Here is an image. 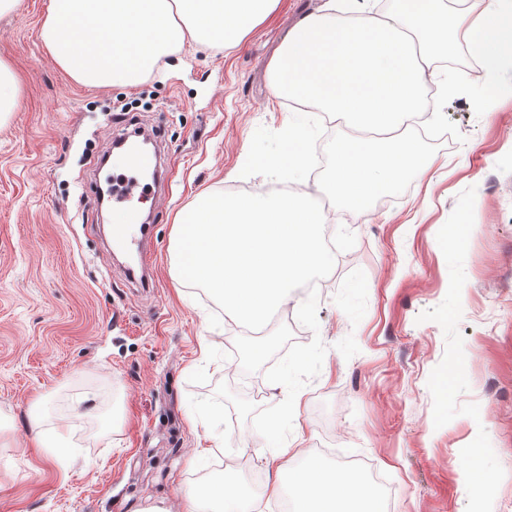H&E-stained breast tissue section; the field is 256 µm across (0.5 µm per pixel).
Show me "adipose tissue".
<instances>
[{"instance_id":"obj_1","label":"adipose tissue","mask_w":512,"mask_h":512,"mask_svg":"<svg viewBox=\"0 0 512 512\" xmlns=\"http://www.w3.org/2000/svg\"><path fill=\"white\" fill-rule=\"evenodd\" d=\"M464 52L492 78L512 57V0H395L379 13L366 0H324L303 15L268 64L273 94L303 107L345 117L350 135L334 147L324 190L346 208L365 212L407 174H427L432 160L399 130L421 110L428 76L453 88L450 71H431L433 59ZM289 449L266 459L269 471L288 472L294 512H381L374 487L354 470L290 466ZM182 512H242L232 482L181 490Z\"/></svg>"}]
</instances>
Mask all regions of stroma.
Returning a JSON list of instances; mask_svg holds the SVG:
<instances>
[{"label":"stroma","mask_w":512,"mask_h":512,"mask_svg":"<svg viewBox=\"0 0 512 512\" xmlns=\"http://www.w3.org/2000/svg\"><path fill=\"white\" fill-rule=\"evenodd\" d=\"M47 4L21 0L0 16V59L20 84L0 125V512L175 505L181 487L235 455L253 512H282L251 422L231 417V452L202 454L211 437L189 396L224 382L246 397L256 385L266 407L287 390L244 373L241 325L173 280V218L197 194L269 186L240 176L255 130L281 131L294 113L271 93L267 64L321 0H279L231 47L186 40L132 87L83 84L59 66L40 35ZM474 67L458 55L455 91L425 86L428 134L401 129L435 157L426 177L408 175L362 214L333 203L326 232L346 227L356 243L319 282L318 331L296 320L303 289L272 320L293 342L317 336L327 347L297 395L285 442L300 451L294 466L360 461L393 489L384 512H512V62L481 85ZM133 122L158 133L166 176L148 204L151 289L130 283L113 255L94 168ZM450 369L444 392L437 381ZM82 396L91 413L65 447H37L35 433ZM474 439L493 480L466 494Z\"/></svg>","instance_id":"obj_1"}]
</instances>
